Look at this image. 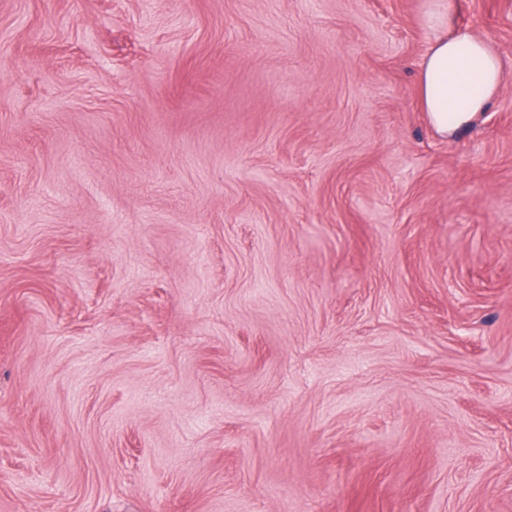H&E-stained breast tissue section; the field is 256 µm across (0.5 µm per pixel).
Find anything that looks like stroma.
Listing matches in <instances>:
<instances>
[{"label":"stroma","mask_w":512,"mask_h":512,"mask_svg":"<svg viewBox=\"0 0 512 512\" xmlns=\"http://www.w3.org/2000/svg\"><path fill=\"white\" fill-rule=\"evenodd\" d=\"M508 76L425 0H0V512H512ZM422 27L430 46L420 65L421 104L437 133L472 124L500 92L506 76L488 43L454 24L447 0H426Z\"/></svg>","instance_id":"35a3bbf8"}]
</instances>
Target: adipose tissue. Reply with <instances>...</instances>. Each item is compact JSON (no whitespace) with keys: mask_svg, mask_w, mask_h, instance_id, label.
<instances>
[{"mask_svg":"<svg viewBox=\"0 0 512 512\" xmlns=\"http://www.w3.org/2000/svg\"><path fill=\"white\" fill-rule=\"evenodd\" d=\"M422 27L430 46L418 73L421 104L445 136L485 112L506 76L488 43L454 24L448 0H428Z\"/></svg>","mask_w":512,"mask_h":512,"instance_id":"1","label":"adipose tissue"}]
</instances>
